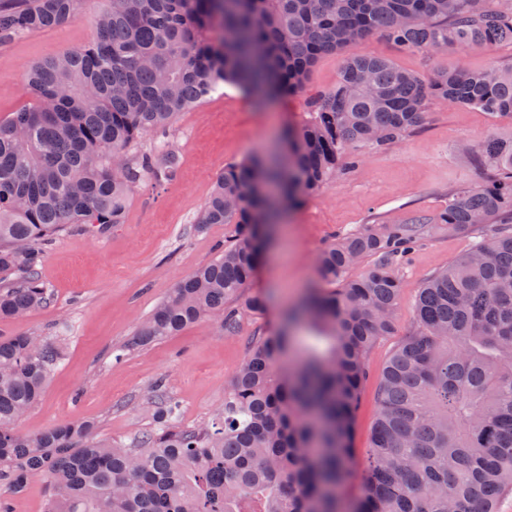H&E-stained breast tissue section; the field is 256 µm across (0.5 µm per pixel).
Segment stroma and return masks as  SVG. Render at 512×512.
I'll return each instance as SVG.
<instances>
[{"label":"stroma","instance_id":"obj_1","mask_svg":"<svg viewBox=\"0 0 512 512\" xmlns=\"http://www.w3.org/2000/svg\"><path fill=\"white\" fill-rule=\"evenodd\" d=\"M105 7L104 0H83L78 18L0 44V120L33 104L25 82L29 66L91 43L96 17ZM358 49L424 77L460 62L473 70L512 66V42L462 55L400 52L376 34ZM342 63L341 53L321 56L304 94L264 107L234 85H224L205 104L173 120L170 138L180 150V163L170 181L136 185L123 222L106 234L72 229L51 242L43 264L51 303L0 327L6 334L66 339L41 400L18 424L22 432L35 434L56 422L87 419L96 422L99 439L130 442L152 425L151 386L158 380L178 401L182 426L212 419L253 337L273 332L285 309L319 285L316 256L326 243L367 224L433 217L447 207L456 189L486 184L488 173L474 163L469 149L490 133L511 135L512 123L494 121L477 109L432 102L422 126L390 144L361 149L356 166L310 194L301 206L283 212L245 288L247 294L264 296L267 307L246 319L236 335H222L212 322L203 321L148 346L127 348L175 284L216 258L218 245L231 235L223 224L202 232L194 226L215 176L225 164L275 148L283 130L302 119L308 98L335 86ZM494 230L491 224L467 233L434 226L409 259L399 263L402 291L395 332L379 338L367 356L368 378L353 438L356 466H363L370 444L382 370L414 329L419 288Z\"/></svg>","mask_w":512,"mask_h":512}]
</instances>
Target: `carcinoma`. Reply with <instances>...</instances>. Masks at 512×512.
<instances>
[{"label": "carcinoma", "instance_id": "cac0c4a2", "mask_svg": "<svg viewBox=\"0 0 512 512\" xmlns=\"http://www.w3.org/2000/svg\"><path fill=\"white\" fill-rule=\"evenodd\" d=\"M83 0H0V43L76 19ZM84 48L32 64L35 102L0 121V324L50 302L48 243L79 224L123 223L130 190L167 180L179 151L172 119L236 85L263 100L303 93L319 57L344 55L339 80L285 130V163L253 155L224 166L194 219L232 227L215 260L179 281L125 348L207 319L232 335L264 301L243 289L281 211L327 184L343 158L394 142L426 120L432 100L512 121V68L458 64L428 77L355 47L379 33L399 51L463 52L512 41V6L479 0H109ZM145 149L138 144L146 137ZM472 159L489 184L455 191L435 219L366 225L317 254L321 279L257 337L192 429L160 383L154 427L129 443L66 421L16 428L61 361L56 340L0 333V512L41 481L43 512H497L512 492V136L486 137ZM501 228L423 283L415 327L382 373L378 415L358 493L356 411L367 352L395 330L399 259L429 224ZM368 257L361 275L349 271ZM304 323L325 347L301 348Z\"/></svg>", "mask_w": 512, "mask_h": 512}]
</instances>
